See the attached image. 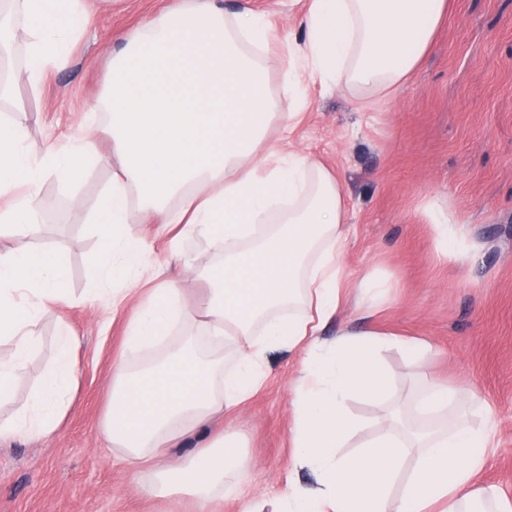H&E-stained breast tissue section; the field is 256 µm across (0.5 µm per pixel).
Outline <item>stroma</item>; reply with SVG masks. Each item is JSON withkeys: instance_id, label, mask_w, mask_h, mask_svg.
<instances>
[{"instance_id": "stroma-1", "label": "stroma", "mask_w": 512, "mask_h": 512, "mask_svg": "<svg viewBox=\"0 0 512 512\" xmlns=\"http://www.w3.org/2000/svg\"><path fill=\"white\" fill-rule=\"evenodd\" d=\"M223 2L271 14L281 39L298 33L310 4ZM156 5L114 0L96 8L67 63L41 89L16 80L9 106L27 110L33 139L78 131L104 90L108 55ZM308 101L292 148L344 176L348 285L369 276L390 282L374 327L431 344L415 358L384 350L395 398H408L429 376L487 405L494 451L477 482L512 497V0H450L430 51L387 98L358 103L343 89L315 85ZM115 169L103 158L71 187L52 178L42 185L57 204L45 218V240L66 264L72 305L44 314L42 346L0 421L26 403L49 367L62 319L78 337L75 407L49 437L0 440V512H199L191 498L145 494L101 428L128 313L92 300L100 240L94 225L71 215L99 199ZM429 204L448 219L447 244ZM297 360L273 353L267 386L236 414L232 430L253 468L236 499L216 502L212 512L274 502L285 486Z\"/></svg>"}]
</instances>
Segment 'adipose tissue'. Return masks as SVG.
I'll return each instance as SVG.
<instances>
[{
    "instance_id": "adipose-tissue-1",
    "label": "adipose tissue",
    "mask_w": 512,
    "mask_h": 512,
    "mask_svg": "<svg viewBox=\"0 0 512 512\" xmlns=\"http://www.w3.org/2000/svg\"><path fill=\"white\" fill-rule=\"evenodd\" d=\"M94 0H0V60L12 58L14 27L24 32L21 72L32 88L63 66ZM448 0H312L290 39L279 90L267 82L275 24L222 0H160L156 13L124 37L108 65L104 95L85 134L36 142L25 112L0 121V404L40 344L44 310L66 307L62 256L44 241L52 200L41 187L69 186L99 159L108 140L120 167L85 216L100 250L99 305L119 309L142 294L125 331L103 423L145 493L191 495L201 512L242 481L252 462L237 435L210 434L264 386L269 355L300 353L291 405L292 469L280 512H512V498L480 486L490 425L469 420L471 401L424 379L413 408L419 431L389 426L344 454L360 428L348 401L391 399L381 352L408 354L427 342L366 325L324 331L349 298L344 286L343 178L286 147L309 84L340 86L358 100L400 84L429 50ZM281 138L270 141L271 127ZM147 213L153 237L129 230ZM203 240L219 261L201 270L206 291L183 303L171 268L190 267L188 242ZM166 258L152 263L156 246ZM208 350H197L200 338ZM73 336L59 325L52 362L0 439L48 437L69 413L76 364ZM203 443L175 469L146 463L175 444ZM315 474L305 487L297 472Z\"/></svg>"
}]
</instances>
